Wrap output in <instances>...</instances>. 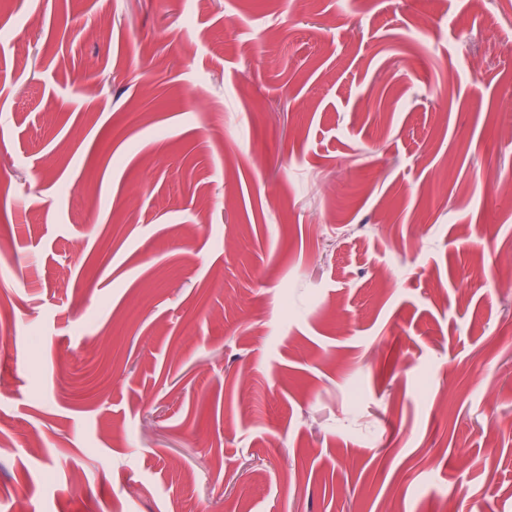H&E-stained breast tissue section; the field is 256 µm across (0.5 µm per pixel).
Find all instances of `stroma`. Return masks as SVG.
I'll use <instances>...</instances> for the list:
<instances>
[{
  "label": "stroma",
  "mask_w": 512,
  "mask_h": 512,
  "mask_svg": "<svg viewBox=\"0 0 512 512\" xmlns=\"http://www.w3.org/2000/svg\"><path fill=\"white\" fill-rule=\"evenodd\" d=\"M0 70V512H512V0H0Z\"/></svg>",
  "instance_id": "stroma-1"
}]
</instances>
